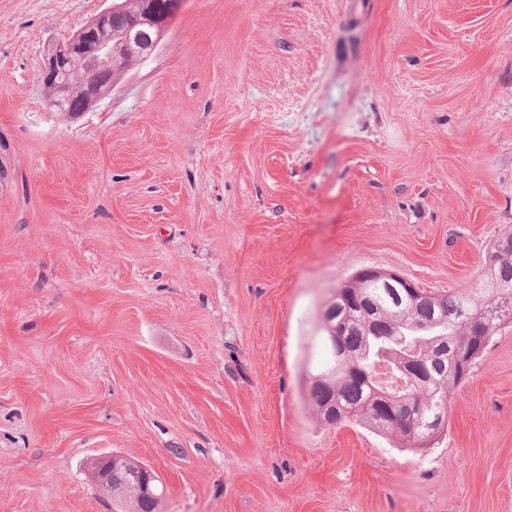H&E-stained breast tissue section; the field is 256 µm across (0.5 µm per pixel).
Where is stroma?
I'll return each mask as SVG.
<instances>
[{
	"label": "stroma",
	"instance_id": "obj_1",
	"mask_svg": "<svg viewBox=\"0 0 512 512\" xmlns=\"http://www.w3.org/2000/svg\"><path fill=\"white\" fill-rule=\"evenodd\" d=\"M105 0H0V512H512V323L420 450L309 402L364 268L474 287L512 230V0H187L65 121L46 47ZM119 458H125L116 454H106L98 457L101 463L95 474L96 482L100 490L110 499L132 496L137 499L153 492L154 498L146 497L138 500L130 499L127 502L118 500L125 506L126 512H158L161 506L163 491L159 492V478L156 480V473L144 465L130 466L121 463ZM130 468L136 469L135 474ZM149 480H155L150 488ZM152 489V492H151Z\"/></svg>",
	"mask_w": 512,
	"mask_h": 512
}]
</instances>
